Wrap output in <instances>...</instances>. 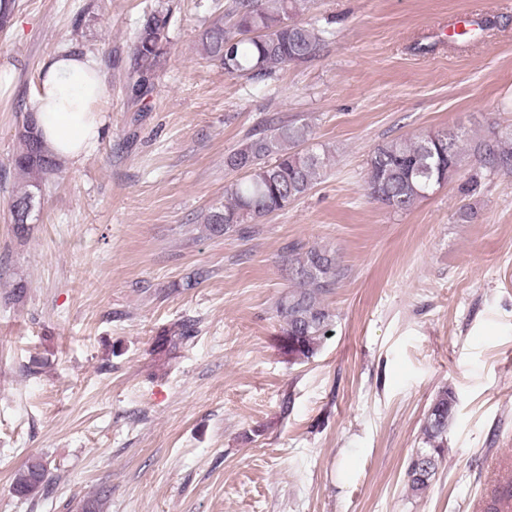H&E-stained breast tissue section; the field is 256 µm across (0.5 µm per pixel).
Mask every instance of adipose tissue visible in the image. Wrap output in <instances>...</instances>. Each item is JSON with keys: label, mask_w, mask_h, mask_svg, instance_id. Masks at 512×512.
Wrapping results in <instances>:
<instances>
[{"label": "adipose tissue", "mask_w": 512, "mask_h": 512, "mask_svg": "<svg viewBox=\"0 0 512 512\" xmlns=\"http://www.w3.org/2000/svg\"><path fill=\"white\" fill-rule=\"evenodd\" d=\"M105 88L106 75L93 53L71 47L47 57L26 107L56 162L74 165L96 150L107 118L95 104Z\"/></svg>", "instance_id": "1"}]
</instances>
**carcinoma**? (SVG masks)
Here are the masks:
<instances>
[{"label":"carcinoma","mask_w":512,"mask_h":512,"mask_svg":"<svg viewBox=\"0 0 512 512\" xmlns=\"http://www.w3.org/2000/svg\"><path fill=\"white\" fill-rule=\"evenodd\" d=\"M305 0H231L227 12L202 32L205 54L219 62L229 75L261 80L279 66H303L319 58L328 43L327 31L293 20ZM171 14L154 10L144 17L134 36L130 83L132 97L148 92L147 80L160 66L169 44ZM18 149L14 170L28 178L26 185L11 191V223L19 237L30 231V213L24 208L41 191L43 180L59 164L46 153L40 134L28 118L16 127ZM493 171L512 173V131L488 138H470L466 128L396 137L376 145L367 160L366 188L371 198L395 212L410 210L436 187L461 177L469 159ZM328 152L312 143L310 126L299 120L272 116L247 133L224 164L242 174L228 189L224 203L210 208L204 227L211 236H222L242 224H256L305 196L324 173ZM341 268L336 252L312 246L288 255L291 289L276 304L286 324L283 347L289 354L308 358L325 336L333 314L324 298L337 287ZM455 396L445 389L431 404L423 435L427 447L412 458L408 485L413 491L426 488L444 456L448 425ZM47 478L42 461L33 458L14 479V490L24 496L35 492Z\"/></svg>","instance_id":"1"}]
</instances>
